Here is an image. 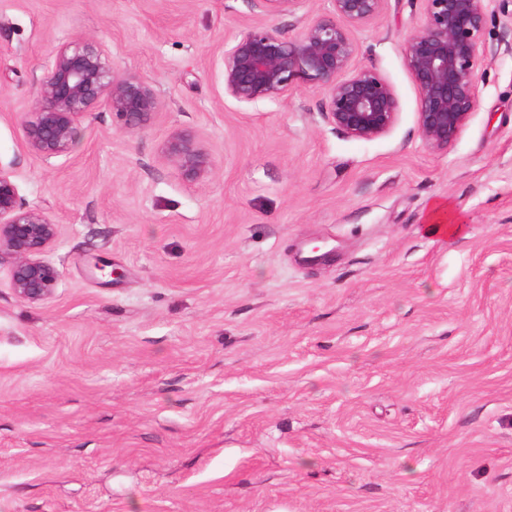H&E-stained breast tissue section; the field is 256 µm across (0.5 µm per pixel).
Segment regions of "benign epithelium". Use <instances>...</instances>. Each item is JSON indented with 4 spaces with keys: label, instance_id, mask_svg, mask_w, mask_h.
<instances>
[{
    "label": "benign epithelium",
    "instance_id": "obj_1",
    "mask_svg": "<svg viewBox=\"0 0 512 512\" xmlns=\"http://www.w3.org/2000/svg\"><path fill=\"white\" fill-rule=\"evenodd\" d=\"M512 0H421L423 23L404 45L418 89L417 125L423 144L446 152L468 125L479 99V54L489 20ZM268 16L294 12L302 0H256ZM331 9L307 22L293 39L257 22L224 40V93L244 104L288 97L307 86L324 93L323 120L357 141H373L395 127L400 102L374 66L353 67L358 47L348 25L376 18L385 0H330ZM125 127L146 126L161 101L143 77L112 65L102 44L82 40L59 48L40 80L33 118L23 124L25 145L48 160L68 153L79 123L98 104ZM163 158L196 182L212 169L199 138L175 132ZM58 224L27 207L16 184L0 173V261L11 259L10 282L30 303L47 299L59 273L44 258Z\"/></svg>",
    "mask_w": 512,
    "mask_h": 512
}]
</instances>
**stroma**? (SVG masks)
Listing matches in <instances>:
<instances>
[{
    "instance_id": "35a3bbf8",
    "label": "stroma",
    "mask_w": 512,
    "mask_h": 512,
    "mask_svg": "<svg viewBox=\"0 0 512 512\" xmlns=\"http://www.w3.org/2000/svg\"><path fill=\"white\" fill-rule=\"evenodd\" d=\"M329 7L0 0V173L59 229L45 301L0 264V512H512V19L489 23L477 107L436 153L404 58L420 0L349 28L400 101L384 137L336 131L304 86L225 95V38H292ZM83 39L162 107L132 130L97 106L47 161L23 124ZM176 130L205 179L163 159ZM436 202L467 236L422 233ZM314 239L335 254L301 261ZM161 153L163 158L173 164L181 176L189 182L200 181L211 172L210 154L199 138L191 133H173L164 142Z\"/></svg>"
}]
</instances>
